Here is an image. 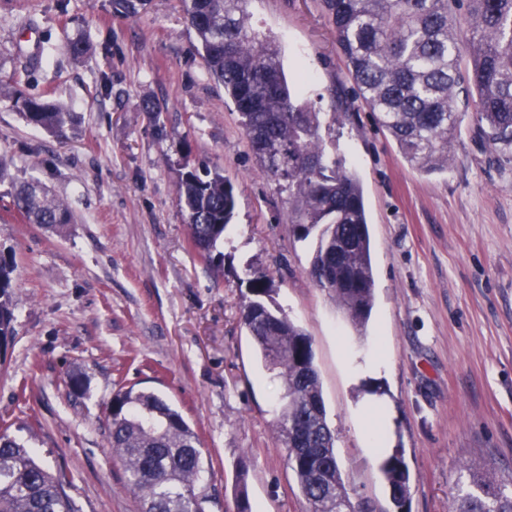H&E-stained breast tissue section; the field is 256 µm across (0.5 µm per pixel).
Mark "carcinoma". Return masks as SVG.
I'll return each instance as SVG.
<instances>
[{
  "label": "carcinoma",
  "mask_w": 512,
  "mask_h": 512,
  "mask_svg": "<svg viewBox=\"0 0 512 512\" xmlns=\"http://www.w3.org/2000/svg\"><path fill=\"white\" fill-rule=\"evenodd\" d=\"M212 77L241 117L248 146L263 171L288 184V221L301 240L317 234L310 276L347 321L362 331L371 315L375 280L364 191L357 174L329 158L319 113L296 104L271 41L254 29L248 0H182ZM355 84L404 158L419 171H448L462 117L475 103L477 128L497 153L512 151V0H320ZM463 8L470 26H457ZM466 67H461L462 58ZM27 124L60 132L64 106L26 95L20 81L0 83ZM177 195L189 241L208 256L224 238L235 209L233 185L220 172L194 167L181 174ZM12 204L31 224L71 221L67 206L40 184L13 186ZM15 258L0 250V336L13 335L10 297ZM242 322L264 366L282 380L278 437L287 448L306 512H357L352 506L326 421L310 336L265 303L271 278L255 275ZM110 448L142 512H205L198 488L203 452L198 434L158 394L129 387L106 403ZM384 474L392 501L403 507L409 474L399 456ZM470 489L454 512H512V480L468 471ZM65 476L52 474L25 447L0 433V512H76Z\"/></svg>",
  "instance_id": "carcinoma-1"
}]
</instances>
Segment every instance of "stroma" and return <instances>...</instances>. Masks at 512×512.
I'll use <instances>...</instances> for the list:
<instances>
[{
	"label": "stroma",
	"instance_id": "1",
	"mask_svg": "<svg viewBox=\"0 0 512 512\" xmlns=\"http://www.w3.org/2000/svg\"><path fill=\"white\" fill-rule=\"evenodd\" d=\"M249 11L299 102L320 112L326 152L364 186L375 278L365 335L314 286L316 239L289 224L288 187L259 171L180 0H150L131 18L109 0H0V81L31 69L28 93L71 114L51 134L0 99V248L13 250L18 281L0 428L67 474L77 512H141L105 404L122 387L151 390L200 436L207 512H236L242 492L250 512H305L277 438L282 383L241 323L248 276L262 272L273 304L312 339L352 504L452 512L465 467L512 476V155L491 151L469 117L447 172L421 174L355 100L317 0H251ZM77 40L89 47L78 59L67 51ZM146 97L158 117L142 112ZM187 165L235 188L209 261L191 248L177 197ZM27 180L66 203L70 224L14 210L10 184ZM373 402L390 414L381 448L366 425ZM394 455L409 472L400 508L382 472Z\"/></svg>",
	"mask_w": 512,
	"mask_h": 512
}]
</instances>
